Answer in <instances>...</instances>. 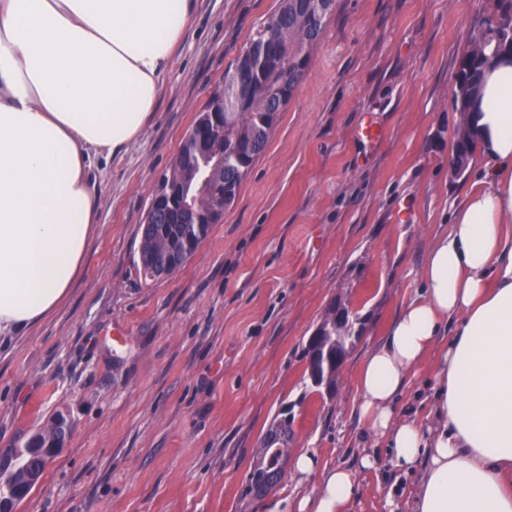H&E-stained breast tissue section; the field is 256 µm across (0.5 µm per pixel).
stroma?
<instances>
[{"label":"stroma","mask_w":512,"mask_h":512,"mask_svg":"<svg viewBox=\"0 0 512 512\" xmlns=\"http://www.w3.org/2000/svg\"><path fill=\"white\" fill-rule=\"evenodd\" d=\"M279 0H195L166 88L139 142L97 173L99 233L83 276L49 319L0 340V448L50 418L71 425L17 512H266L297 496L292 475L243 496L278 414L292 453L356 465L373 448L355 411L357 371L421 286L434 235L477 180L448 164L453 86L498 0H336L309 66L222 220L172 276L138 266L139 228L160 175L225 70ZM370 119L383 136L360 141ZM360 339L335 396L306 372L305 346L332 305ZM357 475L351 512L409 494L386 449Z\"/></svg>","instance_id":"35a3bbf8"}]
</instances>
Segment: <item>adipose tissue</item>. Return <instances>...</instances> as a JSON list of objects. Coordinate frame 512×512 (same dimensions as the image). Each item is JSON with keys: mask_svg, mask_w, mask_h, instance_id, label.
<instances>
[{"mask_svg": "<svg viewBox=\"0 0 512 512\" xmlns=\"http://www.w3.org/2000/svg\"><path fill=\"white\" fill-rule=\"evenodd\" d=\"M193 0H0V337L54 314L99 224L96 159L137 143ZM466 125L478 183L422 264L421 288L358 371L357 410L411 512H512V54L487 66ZM430 363L425 420L395 403ZM290 512H349L353 469L301 451Z\"/></svg>", "mask_w": 512, "mask_h": 512, "instance_id": "adipose-tissue-1", "label": "adipose tissue"}]
</instances>
